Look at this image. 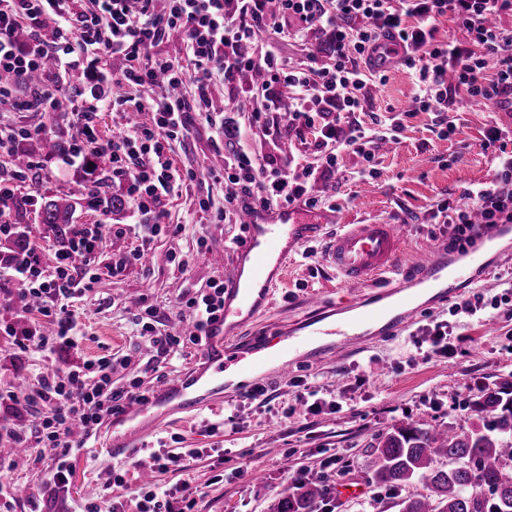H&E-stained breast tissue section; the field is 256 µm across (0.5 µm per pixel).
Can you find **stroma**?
Masks as SVG:
<instances>
[{"label":"stroma","mask_w":512,"mask_h":512,"mask_svg":"<svg viewBox=\"0 0 512 512\" xmlns=\"http://www.w3.org/2000/svg\"><path fill=\"white\" fill-rule=\"evenodd\" d=\"M247 81L241 73L233 84L215 82L214 114L223 119L226 131L217 133L213 124L195 118L188 137L173 145V158L180 168L200 170L208 167L212 156L230 157L241 149L259 161L276 157L288 171L313 159L307 147L299 153H279L276 138L251 127L259 100ZM417 91L410 70L400 64L389 68L386 83L370 90L362 112L355 115L365 135L383 132L390 111L406 109ZM436 121L432 112L405 117L397 142L375 153L372 165L378 176L373 182L353 179V172L365 161L352 151L343 154L338 172L316 181L315 195L336 220L325 225L314 241V256L300 254L290 262L286 283L276 289L270 305L240 327L230 343L232 349H243L254 336L296 328L320 309L336 320L351 317L352 304L372 296V289L344 284L325 259L329 239L348 225L399 223L403 245L390 275L394 281L414 282L418 270L413 259L426 247L448 248V257L455 262L480 251L482 243L475 239L449 249L450 225L428 223L427 216L438 203L457 204L471 185L494 179L498 150L483 148L484 133L493 123L508 130L505 143L512 151V112H491L483 104H469L458 112L457 131L448 140L438 138ZM83 185L79 170L54 163L22 183L18 194L23 199L32 194L55 195ZM123 193L121 185L103 179L93 200L78 205L74 221L110 225L113 253L141 249L145 259L111 274L109 254L98 255L93 265L98 281L76 304L80 313L77 348L51 354L33 349L23 354L14 349L11 337L0 332V391L34 382L44 369L64 370L103 356L117 362L114 387L138 385L157 395L167 391L177 375L205 367L201 347L188 339L175 356L151 361L139 322L145 307L166 315L179 298L194 296L212 276L231 266L239 241L247 237L245 227L208 224L199 199L212 197L218 206L224 202L221 187L210 180L176 190L164 202L166 223L184 227L176 237L154 234L134 204L117 212L106 208L109 197ZM16 222V238L0 241V258L13 255L17 238L27 237L40 245L44 267L52 268L59 238L39 223L32 206L21 207ZM438 322L447 324L455 347L448 358L433 355L422 335L425 325ZM474 379L488 391L512 381V306L495 309L484 324L454 313L451 302H428L399 335L375 338L332 360L298 359L284 377L270 369L254 374L253 383L270 388L268 405L244 401L227 388L193 411L164 416L143 445L198 449L188 471L159 477L162 486L175 489L179 500L189 503L188 512H276L278 502L293 491L286 469L317 468L320 450L328 448L341 457L329 478L332 489L348 484L365 489L358 497H337L336 512H399V502L420 492L422 485L415 481L396 492L377 485L374 446L402 422L449 427L460 433L482 427L489 417L465 390ZM299 383L320 398L336 401V408H324L316 416L306 414L295 400ZM112 423V417H104L95 441L71 458L67 488L50 480L55 461L47 448L41 451V463L18 462L0 471V481L27 488L17 504L29 512H96L97 506L115 497L121 498L127 512H136L142 469L136 452L112 455ZM217 473L223 474V482L210 484V477ZM204 483L209 490L203 495L198 488Z\"/></svg>","instance_id":"obj_1"}]
</instances>
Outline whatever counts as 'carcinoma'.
<instances>
[{"mask_svg":"<svg viewBox=\"0 0 512 512\" xmlns=\"http://www.w3.org/2000/svg\"><path fill=\"white\" fill-rule=\"evenodd\" d=\"M67 149L60 136L33 137L20 143L13 162L24 166ZM75 209L69 195L43 200L40 223L66 237ZM479 407L492 415L491 434L401 423L380 439L373 452L376 482L394 488L413 479L423 484V492L399 503V512H512V383L484 394ZM437 457L447 459L448 468L435 466ZM327 495L324 484L302 482L277 512H315Z\"/></svg>","mask_w":512,"mask_h":512,"instance_id":"cac0c4a2","label":"carcinoma"}]
</instances>
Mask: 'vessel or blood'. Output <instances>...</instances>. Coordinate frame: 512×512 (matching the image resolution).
Here are the masks:
<instances>
[{
	"label": "vessel or blood",
	"mask_w": 512,
	"mask_h": 512,
	"mask_svg": "<svg viewBox=\"0 0 512 512\" xmlns=\"http://www.w3.org/2000/svg\"><path fill=\"white\" fill-rule=\"evenodd\" d=\"M240 217L247 229V240L224 273V322L217 325L205 348L213 370L182 376L173 382L166 399L176 402L181 410H193L202 396L222 389L225 369L241 360H248L250 368L256 370L268 363L276 364L279 374L284 376L288 373L290 354L300 352L315 360L335 358L353 349L366 336H395L415 322L417 306L393 289L377 294L376 304L353 319L329 322L315 317L307 325L305 335L265 336L254 339L243 351H230L228 340L239 327L242 314L255 313L265 306L272 288L286 276L290 261L304 245L318 239L322 225L332 220L329 212L303 207H286L264 214L246 208ZM400 247L397 225L354 224L328 243L325 258L341 274L343 283L372 288L394 270ZM482 265L481 256L475 254L464 263L449 266L446 254L435 248L423 251L417 260L421 283L433 289L437 301L456 295L459 285L475 280ZM153 407L150 401L130 405L125 415L128 426L113 442V454L126 453L135 441L142 439L145 418Z\"/></svg>",
	"instance_id": "obj_1"
}]
</instances>
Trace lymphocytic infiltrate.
I'll list each match as a JSON object with an SVG mask.
<instances>
[{"label": "lymphocytic infiltrate", "mask_w": 512, "mask_h": 512, "mask_svg": "<svg viewBox=\"0 0 512 512\" xmlns=\"http://www.w3.org/2000/svg\"><path fill=\"white\" fill-rule=\"evenodd\" d=\"M90 0L77 8L76 0H0V101L12 94L11 77L40 71L53 61L61 74L75 76L77 85L40 83L33 103L20 110L52 112L58 98H72L73 134L62 161L85 167L94 175L93 161H107L114 180L143 214L155 217V233L176 236L179 224H168L160 205L180 188L198 179L193 170H180L171 157L173 142L185 139L193 115H209L215 78L232 81L237 73L261 71L257 84L260 105L253 124L269 131L271 113L287 112L288 127L310 131L318 165L288 173L275 160L258 162L238 151L215 174L224 187V204L199 203L210 223L220 224L243 208L269 210L284 204L313 207L312 181L318 172L336 171L339 156L354 151L372 160L374 139L363 134L348 114L360 111L369 88L385 74L373 57L376 43L386 38L400 42L403 65L413 70L418 92L412 109L433 112L439 118L438 138L457 129L462 101L493 104L512 110V30L496 23L512 12V0ZM448 18L464 29L468 40L455 44L438 40L436 22ZM24 22L40 33L28 42L14 38ZM319 30L330 47L329 62L308 54L304 64L291 66L278 50L279 42ZM179 35L183 61L161 55L159 46ZM250 46L241 54V46ZM122 57L125 66L108 74L103 61ZM166 84H159L158 75ZM120 86L112 98L101 95L104 82ZM190 87V94L170 96L166 85ZM147 95L138 100L135 89ZM109 109L122 116L139 114L127 132L101 139L93 116ZM493 181L466 190L456 207L439 205L433 218H444L456 236L470 232L475 222L486 227L512 223V152L496 157ZM110 229L105 224L72 225L66 245L55 254L54 272L44 276L39 247L27 243L20 256L0 265V281L18 279L23 291L0 299L4 307L28 313L26 325H5L4 331L21 351H55L75 347L78 325L75 301L97 281L96 274H78L69 261L79 253L92 264ZM193 325L190 338L203 344L210 325L224 313V280L213 276L208 290L176 305ZM111 359L101 358L64 372H41L35 384L17 392H0V405L21 402L43 410L32 429L12 428L8 439L18 448L43 446L56 461L52 476L62 483L71 457L95 435L103 416L122 413L127 402L144 399L141 391L112 385Z\"/></svg>", "instance_id": "obj_1"}]
</instances>
